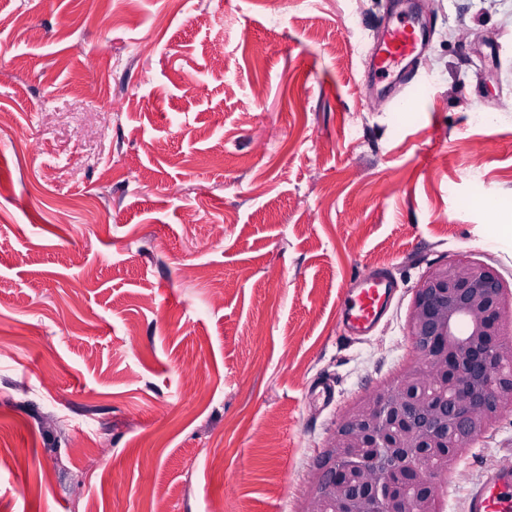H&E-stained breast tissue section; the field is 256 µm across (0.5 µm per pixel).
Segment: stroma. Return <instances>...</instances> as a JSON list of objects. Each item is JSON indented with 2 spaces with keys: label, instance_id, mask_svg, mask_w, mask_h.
<instances>
[{
  "label": "stroma",
  "instance_id": "1",
  "mask_svg": "<svg viewBox=\"0 0 512 512\" xmlns=\"http://www.w3.org/2000/svg\"><path fill=\"white\" fill-rule=\"evenodd\" d=\"M393 2L0 0V512H307L430 267L512 289V0H431L407 109L361 94ZM508 463L506 412L440 512ZM393 289L380 274L359 279L339 311L340 322L352 335L369 334L385 314Z\"/></svg>",
  "mask_w": 512,
  "mask_h": 512
}]
</instances>
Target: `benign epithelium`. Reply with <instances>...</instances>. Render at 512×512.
Wrapping results in <instances>:
<instances>
[{
  "label": "benign epithelium",
  "instance_id": "1",
  "mask_svg": "<svg viewBox=\"0 0 512 512\" xmlns=\"http://www.w3.org/2000/svg\"><path fill=\"white\" fill-rule=\"evenodd\" d=\"M509 306L512 293L486 264L427 272L408 321L422 366L341 422L307 512H439L453 448L512 412Z\"/></svg>",
  "mask_w": 512,
  "mask_h": 512
}]
</instances>
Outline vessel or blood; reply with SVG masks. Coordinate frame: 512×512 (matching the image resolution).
Segmentation results:
<instances>
[{
  "label": "vessel or blood",
  "mask_w": 512,
  "mask_h": 512,
  "mask_svg": "<svg viewBox=\"0 0 512 512\" xmlns=\"http://www.w3.org/2000/svg\"><path fill=\"white\" fill-rule=\"evenodd\" d=\"M426 32L410 10H401L385 27L372 51L374 80L389 95L406 89L403 70L419 55ZM393 286L382 275L355 282L344 301L339 320L355 336L369 334L385 314ZM467 512H512V465L486 471L467 497Z\"/></svg>",
  "instance_id": "vessel-or-blood-1"
}]
</instances>
